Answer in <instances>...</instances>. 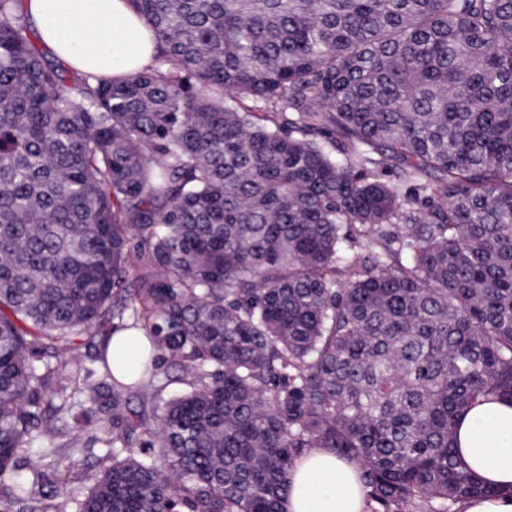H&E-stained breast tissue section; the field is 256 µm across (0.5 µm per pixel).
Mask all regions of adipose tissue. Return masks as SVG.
Instances as JSON below:
<instances>
[{
	"label": "adipose tissue",
	"mask_w": 512,
	"mask_h": 512,
	"mask_svg": "<svg viewBox=\"0 0 512 512\" xmlns=\"http://www.w3.org/2000/svg\"><path fill=\"white\" fill-rule=\"evenodd\" d=\"M25 16L44 46L73 69L98 76L128 75L150 65L156 43L127 0H23ZM148 337L116 332L107 359L113 374L136 369ZM463 465L492 490L464 501L463 512H512V400L476 403L454 434ZM356 461L328 448L306 450L288 477L286 512H366Z\"/></svg>",
	"instance_id": "adipose-tissue-1"
}]
</instances>
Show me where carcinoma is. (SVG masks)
I'll list each match as a JSON object with an SVG mask.
<instances>
[{"label": "carcinoma", "instance_id": "obj_1", "mask_svg": "<svg viewBox=\"0 0 512 512\" xmlns=\"http://www.w3.org/2000/svg\"><path fill=\"white\" fill-rule=\"evenodd\" d=\"M129 3L160 54L100 79L0 0V488L285 512L331 448L379 512L490 493L453 431L512 399V0ZM119 329L131 382L77 354ZM151 351L147 336L134 331H118L112 336L108 348L107 359L113 374L119 376L121 372L136 369L140 352Z\"/></svg>", "mask_w": 512, "mask_h": 512}]
</instances>
